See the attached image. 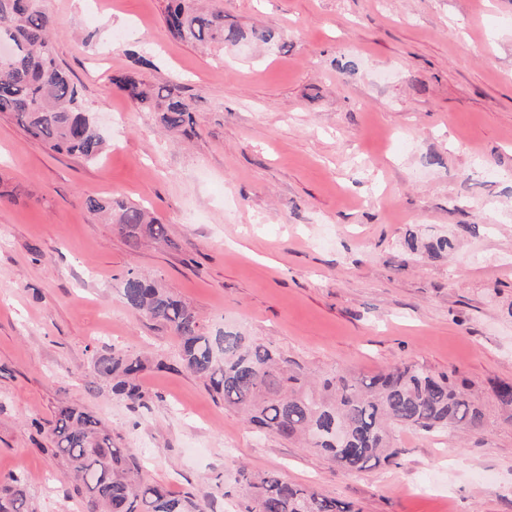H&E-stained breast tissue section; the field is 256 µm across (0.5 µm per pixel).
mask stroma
I'll list each match as a JSON object with an SVG mask.
<instances>
[{
    "label": "stroma",
    "instance_id": "obj_1",
    "mask_svg": "<svg viewBox=\"0 0 512 512\" xmlns=\"http://www.w3.org/2000/svg\"><path fill=\"white\" fill-rule=\"evenodd\" d=\"M225 25L270 29L207 48L174 38L166 0H44L56 54L105 140L49 152L0 114V477L31 512H85L41 452L59 402L93 413L149 480L238 512V471L272 473L355 512H512V0H200ZM180 83L191 137L112 83ZM147 208L169 240L130 250L87 197ZM451 239L439 258L408 236ZM315 375L399 362L467 381L480 432L398 429L399 455L347 472L256 435L179 363V340L122 298L128 270ZM147 359L141 404L92 357Z\"/></svg>",
    "mask_w": 512,
    "mask_h": 512
}]
</instances>
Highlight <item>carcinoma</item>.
Returning a JSON list of instances; mask_svg holds the SVG:
<instances>
[{"label":"carcinoma","mask_w":512,"mask_h":512,"mask_svg":"<svg viewBox=\"0 0 512 512\" xmlns=\"http://www.w3.org/2000/svg\"><path fill=\"white\" fill-rule=\"evenodd\" d=\"M164 20L173 37L201 46L235 45L246 38L240 29L224 26L223 13L201 10L194 0H167ZM2 43L12 55L0 59V113L13 115L56 153L96 160L103 150L101 134L80 88L58 62L42 0H0ZM112 84L144 111L158 113L168 130L189 134L192 117L180 85L150 87L134 72L112 77ZM85 206L116 225L132 250L145 236L169 241L165 225L140 207L95 197ZM122 295L130 308L178 336L180 364L224 405L265 433L303 440L346 471L362 472L396 458L397 428L430 432L462 426L477 432L489 424L486 410L451 375L401 363L372 377L334 373L317 379L238 330L208 334L193 308L138 272H128ZM93 366L98 377L112 381L118 398L131 404L145 400L139 379L146 360L113 350L96 356ZM493 395L497 409L512 419V382H499ZM47 434L48 452L73 474L85 512H207L195 496L175 494L145 478L138 459L116 446L112 432L83 408L59 405ZM239 483L250 490L241 512H354L348 503L274 474L254 477L242 468ZM26 489L21 475L1 478L0 512H29Z\"/></svg>","instance_id":"cac0c4a2"}]
</instances>
